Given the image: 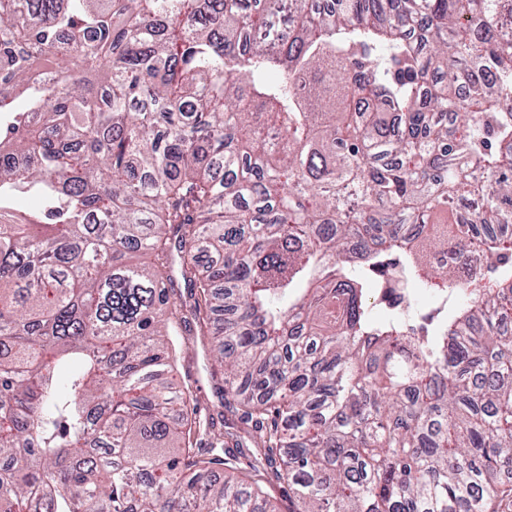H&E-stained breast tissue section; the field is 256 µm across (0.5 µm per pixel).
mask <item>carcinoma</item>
<instances>
[{"label":"carcinoma","mask_w":512,"mask_h":512,"mask_svg":"<svg viewBox=\"0 0 512 512\" xmlns=\"http://www.w3.org/2000/svg\"><path fill=\"white\" fill-rule=\"evenodd\" d=\"M8 192L0 512L512 509V0H0ZM176 340L180 349L177 378L181 383L189 385L199 400L201 419L214 417L218 420V414H223L228 422L235 421L234 413L227 411L221 404L224 383L220 379H212L206 371L205 365L211 362L209 345L201 341L199 336L185 330H182V336H176Z\"/></svg>","instance_id":"1"}]
</instances>
